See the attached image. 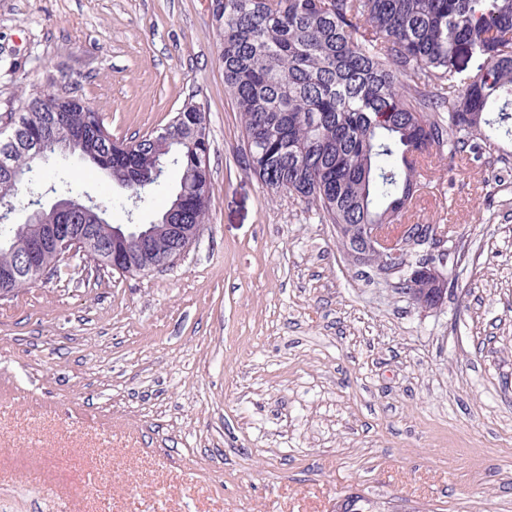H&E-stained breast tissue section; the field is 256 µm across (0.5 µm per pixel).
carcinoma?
<instances>
[{"label":"carcinoma","instance_id":"cac0c4a2","mask_svg":"<svg viewBox=\"0 0 512 512\" xmlns=\"http://www.w3.org/2000/svg\"><path fill=\"white\" fill-rule=\"evenodd\" d=\"M224 84L253 158L248 169L275 193L316 203L341 239L360 224H393L418 191L417 151L443 150L461 161L503 166L498 140L512 138V0H211ZM478 53L479 72L460 59ZM52 92L26 100L0 137V205L19 213L39 199L78 193L69 174L45 170L78 155L108 172L116 209L149 208L178 179L153 220L148 248L159 261L177 248L163 225L202 224L208 209L210 150L201 107L187 102L161 129L130 140L103 135L99 113L63 75ZM90 239L115 242L139 274L140 244L112 240L114 224L85 219ZM29 228L20 220L0 232V294L34 282L20 268ZM416 304L430 281L401 282Z\"/></svg>","mask_w":512,"mask_h":512}]
</instances>
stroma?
<instances>
[{"label":"stroma","mask_w":512,"mask_h":512,"mask_svg":"<svg viewBox=\"0 0 512 512\" xmlns=\"http://www.w3.org/2000/svg\"><path fill=\"white\" fill-rule=\"evenodd\" d=\"M63 73L120 139L201 106L210 201L168 267L0 298V512H512V167H425L409 213L460 243L425 309L245 169L210 0H0V130Z\"/></svg>","instance_id":"obj_1"}]
</instances>
